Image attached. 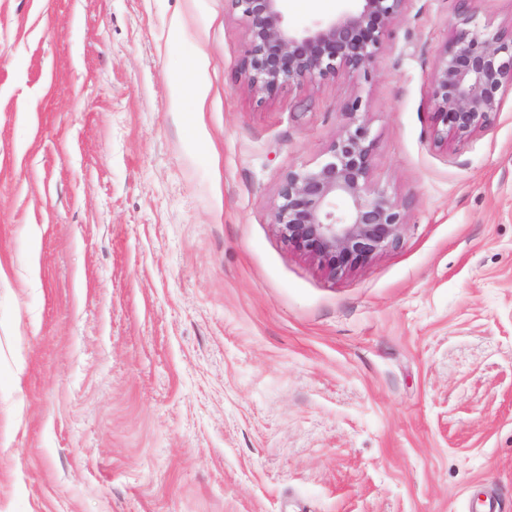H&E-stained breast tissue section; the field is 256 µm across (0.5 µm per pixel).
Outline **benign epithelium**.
Instances as JSON below:
<instances>
[{
  "label": "benign epithelium",
  "instance_id": "1",
  "mask_svg": "<svg viewBox=\"0 0 512 512\" xmlns=\"http://www.w3.org/2000/svg\"><path fill=\"white\" fill-rule=\"evenodd\" d=\"M249 25L241 72L257 93L272 95L315 77L365 73L382 50L388 28L411 0H357L339 15L298 28L287 0H228ZM512 90V27L489 30L464 11L436 59L430 93L434 143H464L485 131ZM346 106L345 125L315 167L288 171L274 214L282 238L318 260L332 277L351 272L396 243L403 204L370 186L374 139Z\"/></svg>",
  "mask_w": 512,
  "mask_h": 512
}]
</instances>
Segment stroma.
<instances>
[{"label":"stroma","instance_id":"stroma-1","mask_svg":"<svg viewBox=\"0 0 512 512\" xmlns=\"http://www.w3.org/2000/svg\"><path fill=\"white\" fill-rule=\"evenodd\" d=\"M265 98L227 0H0V512H512V93L442 148L461 11ZM394 246L329 277L273 214L353 100Z\"/></svg>","mask_w":512,"mask_h":512}]
</instances>
